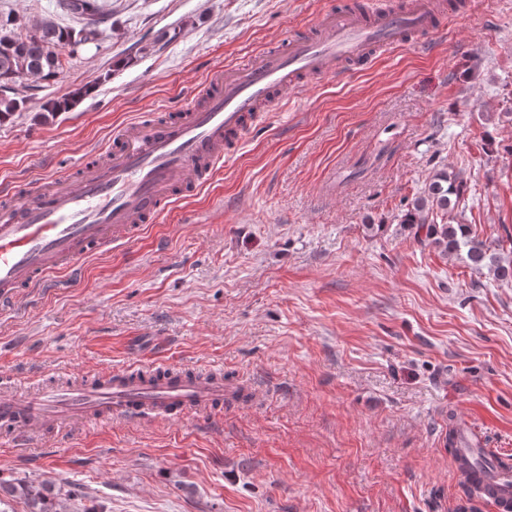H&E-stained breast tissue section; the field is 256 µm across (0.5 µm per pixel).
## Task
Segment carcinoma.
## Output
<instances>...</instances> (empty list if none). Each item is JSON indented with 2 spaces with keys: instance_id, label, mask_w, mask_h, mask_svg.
<instances>
[{
  "instance_id": "1",
  "label": "carcinoma",
  "mask_w": 512,
  "mask_h": 512,
  "mask_svg": "<svg viewBox=\"0 0 512 512\" xmlns=\"http://www.w3.org/2000/svg\"><path fill=\"white\" fill-rule=\"evenodd\" d=\"M64 7L86 23L75 29L44 21L22 35L14 32L17 18L0 19V123L26 108V97L16 89L21 80L56 81L62 72L63 51L100 40L106 15L97 0H65ZM94 93L95 87L89 85L49 99L42 103L39 117L47 120L69 112ZM463 195V185L456 174L440 169L401 214L399 224L414 231L418 241L447 256L463 259L473 269L487 270L502 284H512V251L503 253V241L487 244L470 237L467 224L437 222L438 214L446 215L459 206ZM81 496V487L70 481L57 485L27 478H0V512H14L12 503L17 500L25 504L26 512H70V504Z\"/></svg>"
}]
</instances>
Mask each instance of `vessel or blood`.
I'll list each match as a JSON object with an SVG mask.
<instances>
[{
  "instance_id": "obj_1",
  "label": "vessel or blood",
  "mask_w": 512,
  "mask_h": 512,
  "mask_svg": "<svg viewBox=\"0 0 512 512\" xmlns=\"http://www.w3.org/2000/svg\"><path fill=\"white\" fill-rule=\"evenodd\" d=\"M436 0H405L402 9L366 0L363 8L329 7L321 33L264 49L241 67L218 72L202 103L163 121H134L115 132L103 159L79 173H59L0 189V309L20 305L51 276L137 240L173 199L201 190L236 152L266 111L310 79L340 74L379 51L438 33ZM223 372L160 367L103 372L81 383H51L27 395L0 396V432L21 448L42 447L64 423L97 426L148 416L179 421L224 405ZM460 480L493 512H512V472L471 467L458 452Z\"/></svg>"
}]
</instances>
